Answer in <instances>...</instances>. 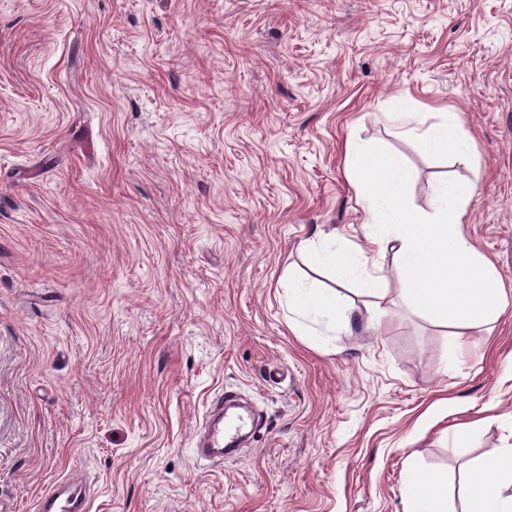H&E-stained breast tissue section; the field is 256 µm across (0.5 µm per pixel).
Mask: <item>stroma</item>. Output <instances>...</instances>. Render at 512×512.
Here are the masks:
<instances>
[{
	"instance_id": "stroma-1",
	"label": "stroma",
	"mask_w": 512,
	"mask_h": 512,
	"mask_svg": "<svg viewBox=\"0 0 512 512\" xmlns=\"http://www.w3.org/2000/svg\"><path fill=\"white\" fill-rule=\"evenodd\" d=\"M468 164L401 136L443 110ZM356 138L474 188L464 234L512 289V0H0V500L85 471L90 512H402L512 446V308L447 328L372 306L302 245L363 244ZM294 269L363 327H290ZM262 428L192 438L218 392ZM415 488H410L403 498V512H449L448 488L440 472L415 471Z\"/></svg>"
}]
</instances>
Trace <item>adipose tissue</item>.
I'll list each match as a JSON object with an SVG mask.
<instances>
[{
  "instance_id": "adipose-tissue-1",
  "label": "adipose tissue",
  "mask_w": 512,
  "mask_h": 512,
  "mask_svg": "<svg viewBox=\"0 0 512 512\" xmlns=\"http://www.w3.org/2000/svg\"><path fill=\"white\" fill-rule=\"evenodd\" d=\"M400 133L419 138L435 152L449 153L462 163L471 157L470 140L458 130L456 113L448 112L438 125L423 129L401 117ZM346 151L357 161L356 190L368 220L364 237L368 249L312 241L306 249L319 269L339 282H353L376 300H386L387 278L375 257L391 252L402 285L400 296L418 316L436 326H452V346L461 351L462 338L477 326L497 321L512 304L493 265L461 230L469 214L473 189L441 183L432 210L417 208L405 192L410 177L406 166L380 158L356 140ZM290 303L304 316L316 319L336 311V296L318 282L288 274ZM415 488L403 498V512H449L447 480L439 472L418 471ZM465 512H512V447L483 461L470 475Z\"/></svg>"
}]
</instances>
